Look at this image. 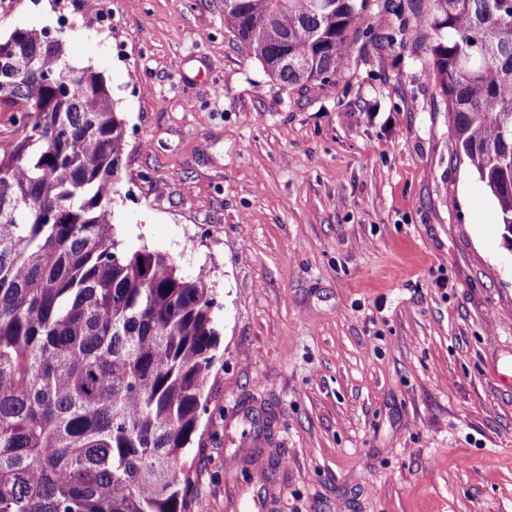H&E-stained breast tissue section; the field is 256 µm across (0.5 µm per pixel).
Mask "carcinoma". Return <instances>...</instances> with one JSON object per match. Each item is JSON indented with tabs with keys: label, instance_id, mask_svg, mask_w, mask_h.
<instances>
[{
	"label": "carcinoma",
	"instance_id": "carcinoma-1",
	"mask_svg": "<svg viewBox=\"0 0 512 512\" xmlns=\"http://www.w3.org/2000/svg\"><path fill=\"white\" fill-rule=\"evenodd\" d=\"M367 0H224V25L286 86L336 70ZM456 152L512 236V0H429ZM39 50V79L21 72ZM29 110L15 112L21 101ZM0 512H188L186 454L219 332L203 275L125 248V121L63 36L0 40Z\"/></svg>",
	"mask_w": 512,
	"mask_h": 512
}]
</instances>
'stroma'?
<instances>
[{
    "instance_id": "stroma-1",
    "label": "stroma",
    "mask_w": 512,
    "mask_h": 512,
    "mask_svg": "<svg viewBox=\"0 0 512 512\" xmlns=\"http://www.w3.org/2000/svg\"><path fill=\"white\" fill-rule=\"evenodd\" d=\"M0 0L63 31L125 121L117 237L206 275L219 346L190 512H512V250L455 152L426 0H368L344 63L285 86L224 0Z\"/></svg>"
}]
</instances>
